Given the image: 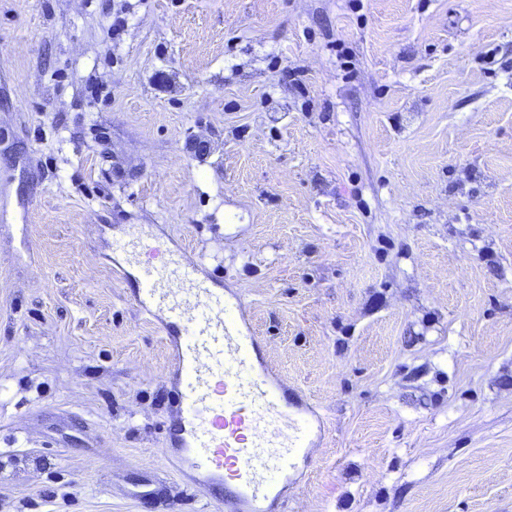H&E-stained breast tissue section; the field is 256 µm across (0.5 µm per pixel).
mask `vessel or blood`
<instances>
[{"label": "vessel or blood", "instance_id": "1", "mask_svg": "<svg viewBox=\"0 0 512 512\" xmlns=\"http://www.w3.org/2000/svg\"><path fill=\"white\" fill-rule=\"evenodd\" d=\"M121 249L138 272L142 313L163 315L177 333L173 447L204 479L232 489V512H269L320 430L317 411L271 376L240 301L208 287L198 265L137 239Z\"/></svg>", "mask_w": 512, "mask_h": 512}]
</instances>
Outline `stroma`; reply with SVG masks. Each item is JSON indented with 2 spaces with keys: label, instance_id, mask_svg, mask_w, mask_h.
Returning <instances> with one entry per match:
<instances>
[{
  "label": "stroma",
  "instance_id": "1",
  "mask_svg": "<svg viewBox=\"0 0 512 512\" xmlns=\"http://www.w3.org/2000/svg\"><path fill=\"white\" fill-rule=\"evenodd\" d=\"M134 225L322 415L287 512H512V0H0V512L224 505Z\"/></svg>",
  "mask_w": 512,
  "mask_h": 512
}]
</instances>
